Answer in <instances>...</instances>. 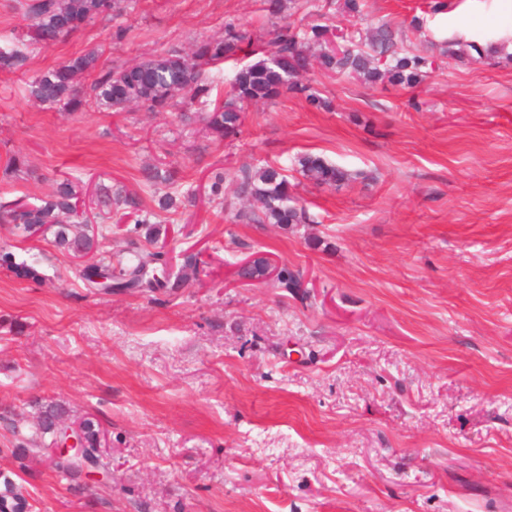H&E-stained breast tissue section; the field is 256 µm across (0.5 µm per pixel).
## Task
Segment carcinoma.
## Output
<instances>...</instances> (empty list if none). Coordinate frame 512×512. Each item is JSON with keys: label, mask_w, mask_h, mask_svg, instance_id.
<instances>
[{"label": "carcinoma", "mask_w": 512, "mask_h": 512, "mask_svg": "<svg viewBox=\"0 0 512 512\" xmlns=\"http://www.w3.org/2000/svg\"><path fill=\"white\" fill-rule=\"evenodd\" d=\"M115 0H29L28 14L32 20L30 44L0 47V70L22 69L29 58V45L47 47L76 32L83 24L108 15ZM270 16L280 20L272 38L262 47L258 60L235 70L230 79L228 98L211 99L213 80L210 69L236 58L246 40L245 34L228 23L224 36L202 40L191 52L172 48L157 58L138 63L120 64L101 72L88 86L76 82L77 74L94 68L97 55L87 53L62 62L37 74L30 83V97L42 105L76 109L88 101H96L120 113L132 105H141L150 112H168L179 106L198 102L202 112L181 110L179 118L187 123L200 122L219 140L235 138L240 134L238 112L245 103L272 101L284 93L305 96L315 107L326 105L298 77L317 62L320 70L334 74L355 75L368 82L384 77L411 87L431 68V57L407 49L388 24L375 29L368 41L350 36L349 48L340 53L329 46L332 19L320 13L322 22L299 27L283 15V0H266ZM482 55L475 44L450 42L443 55L457 60L466 56ZM303 175L318 186L339 188L349 183L352 174L333 165L319 155L305 154L298 160ZM78 187L69 181L56 184L36 203L18 201L0 204V221L13 226L19 237H29L30 228L53 230V243L68 255L83 252L92 255L94 264L78 269V276L89 287L98 285L95 278L104 279L103 286L115 291L141 294L175 290L187 286V274L173 275L165 252L138 246L140 230H145L147 243L154 245L161 236V228L149 218L138 219L128 233L132 249L112 264L102 251L101 242L87 229V225L73 220L76 214ZM99 206L110 210L143 208L141 197L112 190L105 184L97 189ZM237 195L249 201V207L239 211L236 218L248 224H279L288 226L306 224L309 216L304 207L291 196L288 180L280 169L272 166H244L240 170ZM161 212H170L176 203L189 205V195L178 200L170 192L155 199ZM0 266L10 269L17 278L39 281L42 275L37 267L18 263L8 251H0ZM38 415L30 422H21L7 414L0 415L15 439V449L26 458H39L55 444L54 424L59 419H70L69 409L62 403H44L34 400ZM83 428V461L103 471L110 470V460L101 450L102 430L95 418H79ZM50 466L74 482L76 492L83 490V470L69 457L48 455ZM28 503L22 488L9 476L0 477V512H26Z\"/></svg>", "instance_id": "obj_1"}]
</instances>
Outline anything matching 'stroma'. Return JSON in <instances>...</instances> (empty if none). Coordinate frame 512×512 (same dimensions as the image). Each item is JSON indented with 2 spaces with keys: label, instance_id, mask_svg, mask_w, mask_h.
<instances>
[{
  "label": "stroma",
  "instance_id": "1",
  "mask_svg": "<svg viewBox=\"0 0 512 512\" xmlns=\"http://www.w3.org/2000/svg\"><path fill=\"white\" fill-rule=\"evenodd\" d=\"M358 2L338 28L391 23L436 68L413 88L310 72L331 109L290 93L247 103L233 140L142 106L50 108L29 84L93 51L87 84L228 22L268 40L266 0H117L111 19L0 71L1 200L77 183L115 254L136 217L101 213L99 184L151 210L153 193L190 191L158 244L173 266L187 251L202 261L174 293H105L51 232L22 241L0 222V247L43 276L0 266V411L29 420L33 398L63 402L99 422L112 458L111 483L77 493L45 461L16 459L0 428V471L15 472L29 512H512V0ZM455 40L503 51L442 56ZM304 154L353 180L316 186L296 165ZM265 164L311 223L235 221L241 168ZM153 165L172 183L145 184ZM253 254L299 270L302 288L242 284L236 264Z\"/></svg>",
  "mask_w": 512,
  "mask_h": 512
}]
</instances>
